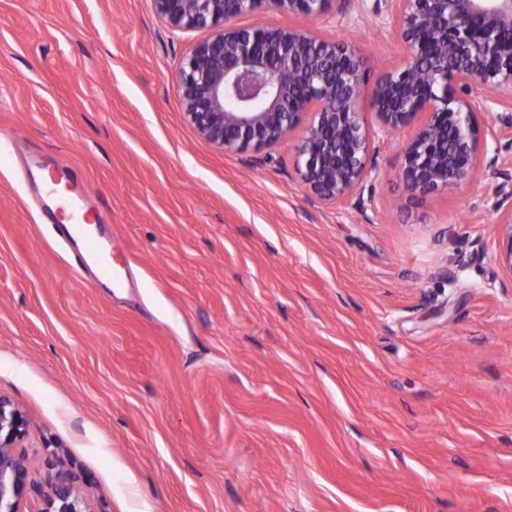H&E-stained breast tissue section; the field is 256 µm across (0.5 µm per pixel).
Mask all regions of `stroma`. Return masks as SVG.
<instances>
[{
  "instance_id": "35a3bbf8",
  "label": "stroma",
  "mask_w": 512,
  "mask_h": 512,
  "mask_svg": "<svg viewBox=\"0 0 512 512\" xmlns=\"http://www.w3.org/2000/svg\"><path fill=\"white\" fill-rule=\"evenodd\" d=\"M239 23L355 46L367 95L404 59L373 0ZM207 36L153 0H0V394L30 480L72 473L93 512H512V193L483 168L410 196L367 111L370 201L307 195L298 139L259 165L186 122ZM34 159L76 174L130 288L75 274ZM495 224L499 242V263L512 273V208L501 213Z\"/></svg>"
}]
</instances>
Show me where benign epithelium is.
I'll use <instances>...</instances> for the list:
<instances>
[{
    "instance_id": "obj_1",
    "label": "benign epithelium",
    "mask_w": 512,
    "mask_h": 512,
    "mask_svg": "<svg viewBox=\"0 0 512 512\" xmlns=\"http://www.w3.org/2000/svg\"><path fill=\"white\" fill-rule=\"evenodd\" d=\"M174 30L209 29L176 75L186 121L226 152L273 149L298 138L305 192L363 206L371 179L370 138L361 112L364 57L312 29L242 26L260 12L317 19L351 0H153ZM402 65L374 86L369 108L378 130L409 136L401 179L412 196L451 194L483 166L512 183V96L481 91L512 84V0H388ZM490 113L493 151L482 145L476 115ZM499 263L512 272V208L496 221ZM24 410L0 395V512H92L85 490L65 472L29 482L20 448Z\"/></svg>"
}]
</instances>
